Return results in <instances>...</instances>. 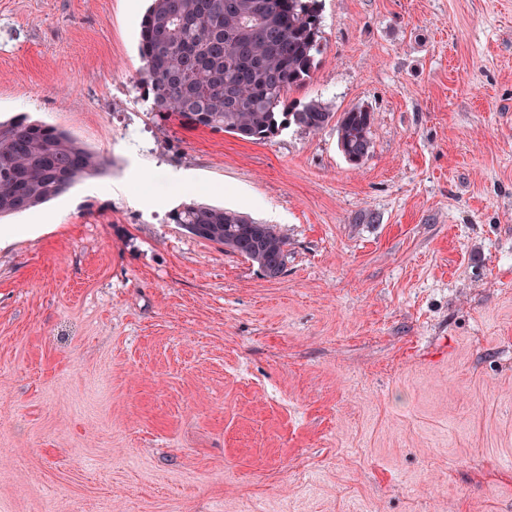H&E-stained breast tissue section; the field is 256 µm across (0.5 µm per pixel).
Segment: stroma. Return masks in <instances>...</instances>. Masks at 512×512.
<instances>
[{"mask_svg":"<svg viewBox=\"0 0 512 512\" xmlns=\"http://www.w3.org/2000/svg\"><path fill=\"white\" fill-rule=\"evenodd\" d=\"M148 6L0 0V118L112 162L0 219V512H512V0H322L288 100L374 112L358 166L151 112ZM169 218L191 235L224 244L256 263L268 277H277L283 271L286 241L271 224L258 223L241 212L194 202L174 210Z\"/></svg>","mask_w":512,"mask_h":512,"instance_id":"1","label":"stroma"}]
</instances>
